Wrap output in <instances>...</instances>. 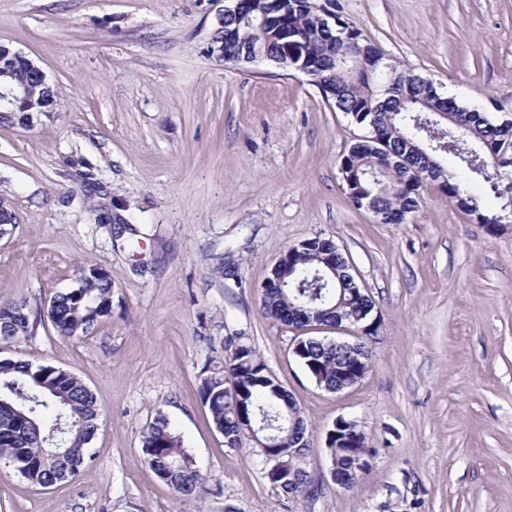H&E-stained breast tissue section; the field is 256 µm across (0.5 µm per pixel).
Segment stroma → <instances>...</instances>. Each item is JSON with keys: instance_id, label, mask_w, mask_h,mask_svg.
<instances>
[{"instance_id": "obj_1", "label": "stroma", "mask_w": 512, "mask_h": 512, "mask_svg": "<svg viewBox=\"0 0 512 512\" xmlns=\"http://www.w3.org/2000/svg\"><path fill=\"white\" fill-rule=\"evenodd\" d=\"M393 60L512 120V0H336ZM218 0H0V45L56 92L50 112L0 117V302L26 300L29 334L0 359L81 378L100 409L92 459L43 490L0 463V512H512V226L490 234L438 185L382 224L355 208L339 163L362 134L308 77L207 52ZM91 163L107 194L82 198ZM133 212L138 251L98 209ZM323 236L375 303L373 362L355 386L316 385L296 329L266 315L260 285L299 242ZM112 279V309L57 335L46 299L83 268ZM252 346L308 422V498L283 495L258 449H231L199 392L236 344ZM164 416L203 476L185 502L145 461ZM356 420L374 448L360 483L328 473L326 433Z\"/></svg>"}]
</instances>
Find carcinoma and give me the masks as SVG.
<instances>
[{"label": "carcinoma", "instance_id": "carcinoma-1", "mask_svg": "<svg viewBox=\"0 0 512 512\" xmlns=\"http://www.w3.org/2000/svg\"><path fill=\"white\" fill-rule=\"evenodd\" d=\"M336 0H284L282 22L275 26H255L250 31L252 47L282 62L286 43H291L297 63L313 68L316 78L333 93L327 102L351 123L367 129L373 143L351 146L339 163L343 190L353 205L371 188L368 174L376 169L381 156L398 161L389 175L394 190L375 195L377 217L384 224H401L421 202V189L433 180L448 197L457 195L459 179L448 175L441 165H433L442 155L451 156L468 173L482 177L489 186L491 199L477 200L467 195L462 211L486 225L492 234L512 224L500 219L502 208L512 211V163L485 166L492 155L512 159V121L493 123L484 114L474 112L467 103L454 97L451 105L462 115L471 114L465 136L448 132L439 116L442 101L415 91L414 71L390 59L356 26L348 23L342 31L322 27L319 17L335 9ZM236 24L224 19V61L237 56L238 44L228 37ZM6 80L23 81L32 92L41 85L25 63L15 58L8 67ZM325 239L313 237L303 246H292L289 267L281 270L283 288L262 286L266 314L286 326H336L342 313H360L374 305L371 297L350 298L342 274L343 259H336V273L322 262ZM82 286L54 295V315L50 324L60 336L79 338L88 335L112 309V279L106 273L85 269ZM26 302L0 305V340L9 342L30 332ZM295 357L309 376L330 390L346 378L366 374L372 358L367 339L360 337L350 347L336 349L318 337H301ZM234 377L243 392L233 396L224 391V380ZM200 395L206 403L214 427L224 435L225 445L241 449L249 434L244 425L264 421L269 427L281 423L288 413L303 419L295 396L275 384L264 360L249 345L238 344L225 357L224 369L202 373ZM86 424L98 416L94 394L75 374L49 364L0 359V460H10L19 474L42 489L68 480L92 458L90 441L77 432L68 434L61 446L71 449L64 463L50 462L42 440L58 426L61 416ZM142 450L154 472L163 471L170 485L187 501L198 498L202 478L199 472L184 466L167 469L178 458L190 455L168 420L158 417L142 440ZM370 448H354L342 440L327 449L336 458L340 475L349 487L361 479L357 468ZM268 453L291 464L295 480L270 479L273 487L285 495L301 497L306 493L309 471L304 462L288 457V444Z\"/></svg>", "mask_w": 512, "mask_h": 512}]
</instances>
